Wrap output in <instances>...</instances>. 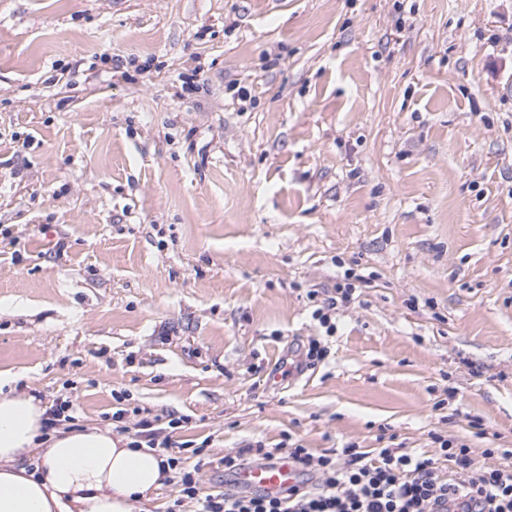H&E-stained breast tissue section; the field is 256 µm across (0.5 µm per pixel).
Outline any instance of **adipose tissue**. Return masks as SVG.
Listing matches in <instances>:
<instances>
[{"instance_id": "adipose-tissue-1", "label": "adipose tissue", "mask_w": 512, "mask_h": 512, "mask_svg": "<svg viewBox=\"0 0 512 512\" xmlns=\"http://www.w3.org/2000/svg\"><path fill=\"white\" fill-rule=\"evenodd\" d=\"M44 412L35 397L0 391V512H132L173 475L159 452L96 427L42 435Z\"/></svg>"}]
</instances>
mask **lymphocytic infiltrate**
<instances>
[{
	"instance_id": "1",
	"label": "lymphocytic infiltrate",
	"mask_w": 512,
	"mask_h": 512,
	"mask_svg": "<svg viewBox=\"0 0 512 512\" xmlns=\"http://www.w3.org/2000/svg\"><path fill=\"white\" fill-rule=\"evenodd\" d=\"M439 451L433 457L351 445L338 455H317L298 444L287 456L312 481L280 497L204 492L199 447L167 464L177 475L180 500L196 502L198 512H435L443 502L447 512H512V462L476 466L469 448L447 439Z\"/></svg>"
}]
</instances>
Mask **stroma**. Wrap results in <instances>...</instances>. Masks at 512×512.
I'll list each match as a JSON object with an SVG mask.
<instances>
[{"label": "stroma", "mask_w": 512, "mask_h": 512, "mask_svg": "<svg viewBox=\"0 0 512 512\" xmlns=\"http://www.w3.org/2000/svg\"><path fill=\"white\" fill-rule=\"evenodd\" d=\"M0 374L181 419L213 492L258 441L499 465L512 0H0ZM338 300L335 297H330L322 302V305L317 307L313 313V319L318 321L322 328H325L326 335L332 336L336 332V324L332 322L333 314H336V305Z\"/></svg>", "instance_id": "obj_1"}]
</instances>
